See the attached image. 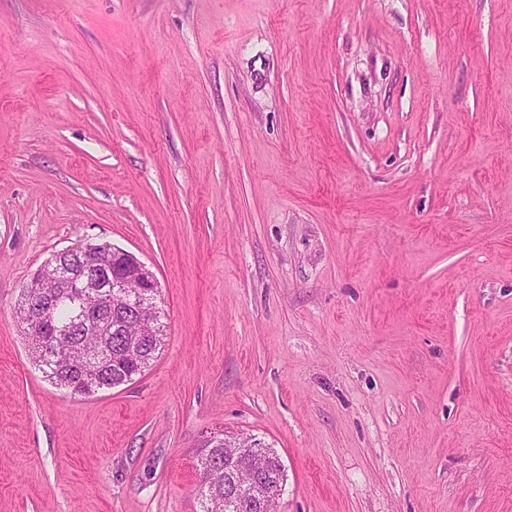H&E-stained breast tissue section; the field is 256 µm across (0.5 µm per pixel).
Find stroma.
Returning <instances> with one entry per match:
<instances>
[{"mask_svg":"<svg viewBox=\"0 0 512 512\" xmlns=\"http://www.w3.org/2000/svg\"><path fill=\"white\" fill-rule=\"evenodd\" d=\"M83 239L166 338L74 398L13 307ZM218 430L280 512H512V0H0V512H197ZM255 439L258 441L256 450L266 448L269 451L265 459V469L262 472V482H258L255 487L248 490L242 496L241 502L237 505L238 510L229 512H262L258 500L262 498L268 490H275L280 493L283 492L286 474L281 464L282 461L280 457L272 448L261 442L260 439Z\"/></svg>","mask_w":512,"mask_h":512,"instance_id":"1","label":"stroma"}]
</instances>
